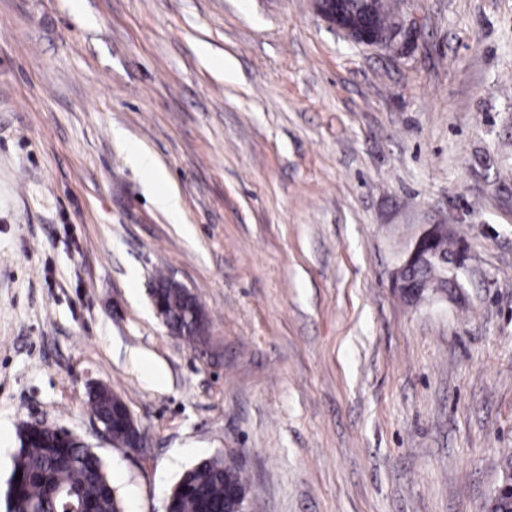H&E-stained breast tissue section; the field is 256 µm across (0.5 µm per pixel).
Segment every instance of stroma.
Returning <instances> with one entry per match:
<instances>
[{
    "label": "stroma",
    "instance_id": "35a3bbf8",
    "mask_svg": "<svg viewBox=\"0 0 512 512\" xmlns=\"http://www.w3.org/2000/svg\"><path fill=\"white\" fill-rule=\"evenodd\" d=\"M411 11L397 55L311 0H0V512L25 422L80 436L125 512L218 453L247 512H487L512 448V0ZM438 222L464 297L407 304L392 272ZM160 273L205 343L163 325ZM100 383L144 450L98 429ZM336 1L313 0L314 10L330 27L342 32L348 40L357 45L393 48L397 46V43H402L407 29L409 31L417 29V20L414 17L404 18L399 22L400 28L396 38L392 42L382 41L377 39L368 28H358L351 21L343 20L342 16L336 13Z\"/></svg>",
    "mask_w": 512,
    "mask_h": 512
}]
</instances>
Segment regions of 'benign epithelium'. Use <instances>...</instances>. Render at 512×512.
<instances>
[{"mask_svg": "<svg viewBox=\"0 0 512 512\" xmlns=\"http://www.w3.org/2000/svg\"><path fill=\"white\" fill-rule=\"evenodd\" d=\"M315 12L332 28L340 31L351 42L368 47L393 48L402 42L406 31L417 29L415 18L403 19L396 38L382 41L366 27L360 28L336 13V0H313ZM452 229L450 224H422L406 253L401 257L393 274V286L404 293L419 295L424 284L412 279L411 271L420 267L437 270L439 284L431 287L430 299L455 303L462 298L461 275L466 271L465 259L452 258L442 252L439 242Z\"/></svg>", "mask_w": 512, "mask_h": 512, "instance_id": "benign-epithelium-1", "label": "benign epithelium"}]
</instances>
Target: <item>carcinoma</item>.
Wrapping results in <instances>:
<instances>
[{
	"mask_svg": "<svg viewBox=\"0 0 512 512\" xmlns=\"http://www.w3.org/2000/svg\"><path fill=\"white\" fill-rule=\"evenodd\" d=\"M349 16L372 15L376 27L387 29L397 12L387 0H341ZM151 292L160 295L169 329L182 341H197L190 308L202 311L196 297L186 296L171 278L161 274ZM94 414L110 421L120 412L115 394L100 384L89 397ZM19 448L6 491V501L21 512H123L112 480L100 457L77 436H60L59 429L43 426L31 429L23 424L18 431ZM20 480H15L17 472ZM236 490L247 495V485L230 459L215 456L185 471L169 493L173 512H224L226 493Z\"/></svg>",
	"mask_w": 512,
	"mask_h": 512,
	"instance_id": "1",
	"label": "carcinoma"
}]
</instances>
